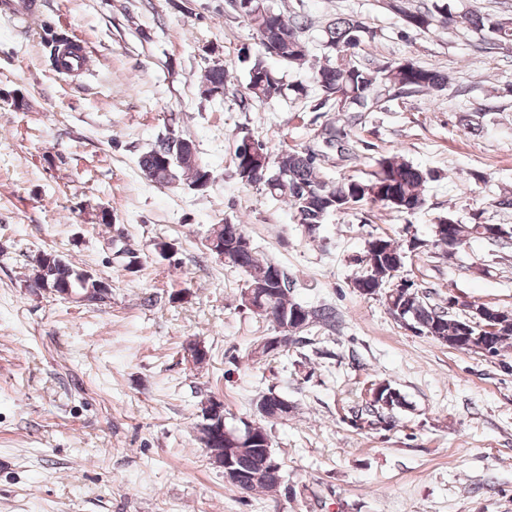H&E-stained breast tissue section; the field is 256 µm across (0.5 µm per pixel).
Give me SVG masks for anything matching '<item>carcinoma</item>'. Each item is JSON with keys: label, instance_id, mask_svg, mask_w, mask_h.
Segmentation results:
<instances>
[{"label": "carcinoma", "instance_id": "obj_1", "mask_svg": "<svg viewBox=\"0 0 512 512\" xmlns=\"http://www.w3.org/2000/svg\"><path fill=\"white\" fill-rule=\"evenodd\" d=\"M400 0H391L389 7L402 15L406 26L419 32L429 33L438 23L450 20L448 3H435L430 8L408 11L399 5ZM247 20L256 33L263 51L254 56H245L247 63L246 92L239 103L247 110L256 100L274 97H288L303 100L310 95V86L296 81L284 83L283 78L267 64L269 44L278 45L277 58L288 64L303 63L309 47L303 34L311 26L307 15L290 10L281 15L280 21L266 18L261 12H251ZM460 22L469 25L482 35H488L491 44H512V17L490 18L477 12L459 16ZM325 47L328 49L326 62L314 76L319 91L318 103L314 110L329 105L341 114L342 125L325 128L322 143L326 151L318 153L311 148H289L277 157H271L264 144L253 139L255 154L247 157L241 150L245 141L252 139L248 132L239 136L235 150L236 175L245 184L259 183L273 197L288 204L295 223L314 238L320 227L333 213L344 212L356 206L371 205L400 214H413L425 206L424 185L431 173L406 161L398 154L381 157L368 179L347 177L341 181L327 180L320 162L327 152L334 151L341 158L350 160L354 156L345 126L355 124L362 113L374 112L382 102V90L392 88L399 95L411 96L416 93L440 92L448 86V75L436 69L418 65L411 59H402L385 66L374 67L359 64L353 58L354 51L365 41L374 38L373 31L365 22L353 17L339 15L326 26ZM228 91V75L221 65H214L205 71L202 81V95L206 98L224 96ZM173 153L176 163L166 166L161 157ZM139 168L150 181L164 186L175 179H184L188 185L198 183L208 172L197 156L196 146L188 138H160L154 146L141 155ZM491 225L481 221V214H473L470 224H455L453 232L460 243L467 239L479 238L500 250H512V224H498V233L491 234ZM224 235V266L241 271L245 275L243 289L246 292L254 284H264L272 289L268 300L276 310L287 314L293 308L302 310L309 324L332 326L336 315L326 306L307 307L294 296V281L256 248L241 252L233 248V238H243L246 232L241 224L221 225ZM399 245L390 238L377 236L369 239L365 251L359 258L363 274L355 278L353 288L362 295H385L388 284L399 271L396 260L415 250ZM49 252L38 253L29 262V274L37 269L45 271L49 286L69 288L76 294L88 292V285L82 279L79 266L71 261L53 267L47 264ZM395 304L407 309L411 320L424 329V335L443 345H452V339L460 335L464 317L453 315L449 308L428 302V297L418 290L409 288L397 292ZM494 355L512 345V318H506L491 338ZM238 475L235 486L247 493L273 491L283 483V475L268 471L263 454L245 447L237 460Z\"/></svg>", "mask_w": 512, "mask_h": 512}]
</instances>
